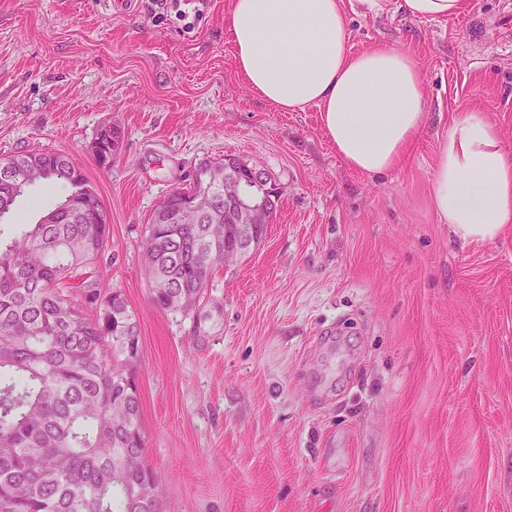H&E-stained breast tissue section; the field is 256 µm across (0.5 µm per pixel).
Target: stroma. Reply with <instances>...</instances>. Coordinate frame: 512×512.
I'll return each instance as SVG.
<instances>
[{
	"instance_id": "35a3bbf8",
	"label": "stroma",
	"mask_w": 512,
	"mask_h": 512,
	"mask_svg": "<svg viewBox=\"0 0 512 512\" xmlns=\"http://www.w3.org/2000/svg\"><path fill=\"white\" fill-rule=\"evenodd\" d=\"M388 0L348 43L421 68L429 109L410 155L350 169L316 107L279 112L237 73L225 15L192 34L142 0H0V157L63 153L110 217L118 290L140 332L137 380L160 512H512V223L454 235L431 204L455 113L512 150V51L481 21L512 0L419 20ZM122 133L109 168L92 147ZM238 158L281 191L260 244L183 315L151 302L144 228L206 160Z\"/></svg>"
}]
</instances>
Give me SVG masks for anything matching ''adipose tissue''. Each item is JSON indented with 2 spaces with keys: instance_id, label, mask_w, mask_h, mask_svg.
Returning a JSON list of instances; mask_svg holds the SVG:
<instances>
[{
  "instance_id": "1",
  "label": "adipose tissue",
  "mask_w": 512,
  "mask_h": 512,
  "mask_svg": "<svg viewBox=\"0 0 512 512\" xmlns=\"http://www.w3.org/2000/svg\"><path fill=\"white\" fill-rule=\"evenodd\" d=\"M225 22L235 68L256 96L282 112L316 107L352 170L381 175L401 162L428 110L424 76L389 44L352 51L344 0H230ZM432 206L464 239H492L512 223V152L495 122L456 114Z\"/></svg>"
}]
</instances>
